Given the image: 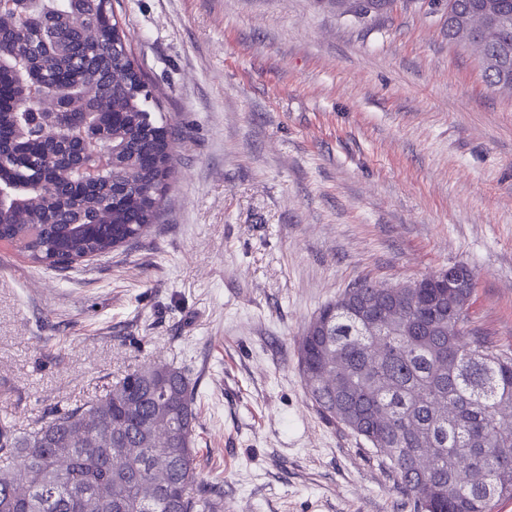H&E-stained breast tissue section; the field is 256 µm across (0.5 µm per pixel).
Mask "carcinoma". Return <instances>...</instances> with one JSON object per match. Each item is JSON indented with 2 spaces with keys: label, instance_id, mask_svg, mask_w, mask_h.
I'll list each match as a JSON object with an SVG mask.
<instances>
[{
  "label": "carcinoma",
  "instance_id": "1",
  "mask_svg": "<svg viewBox=\"0 0 512 512\" xmlns=\"http://www.w3.org/2000/svg\"><path fill=\"white\" fill-rule=\"evenodd\" d=\"M503 23L482 26L486 5ZM448 39L469 22L488 85L512 89V0H448ZM111 0H41L20 22L0 13V63L19 61L43 82L37 110L69 135L68 145L34 136L23 113L0 112V179L23 201L0 208V241L40 266L59 269L142 237L156 223L173 174L175 129L144 89V73L122 50ZM119 148L112 170L84 183L49 153L81 152V129ZM322 307L320 328L302 338L298 368L317 411L384 453L413 512H495L512 498V352L472 327L469 302L448 292L424 310L413 294L393 296L357 282ZM403 307L370 327L357 302ZM454 407L448 415V406ZM101 427L86 440L73 427ZM197 393L169 363L126 374L99 394L18 433L0 424V512H224L223 489L199 477ZM429 468L420 470V456Z\"/></svg>",
  "mask_w": 512,
  "mask_h": 512
}]
</instances>
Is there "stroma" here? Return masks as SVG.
Instances as JSON below:
<instances>
[{"label": "stroma", "instance_id": "1", "mask_svg": "<svg viewBox=\"0 0 512 512\" xmlns=\"http://www.w3.org/2000/svg\"><path fill=\"white\" fill-rule=\"evenodd\" d=\"M178 131L160 220L60 272L0 243V421L135 368L185 370L198 463L231 512H411L328 423L297 359L354 282L464 264L512 348V90L448 39V0H112Z\"/></svg>", "mask_w": 512, "mask_h": 512}]
</instances>
